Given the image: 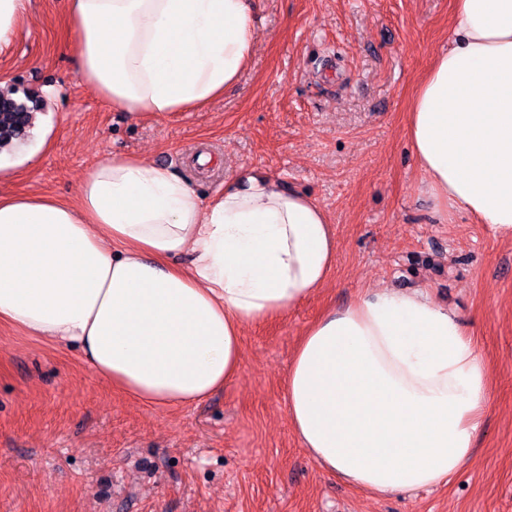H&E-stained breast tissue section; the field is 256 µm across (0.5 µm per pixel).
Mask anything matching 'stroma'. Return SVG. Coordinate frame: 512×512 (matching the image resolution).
I'll return each instance as SVG.
<instances>
[{
	"label": "stroma",
	"instance_id": "obj_1",
	"mask_svg": "<svg viewBox=\"0 0 512 512\" xmlns=\"http://www.w3.org/2000/svg\"><path fill=\"white\" fill-rule=\"evenodd\" d=\"M69 0H28L0 69L42 117L18 159L37 176L0 195L74 199L112 155L168 165L206 197L251 175L311 195L336 227V265L280 319L243 330L242 370L186 407L149 408L91 374L80 351L0 323V512H512V238L433 214L406 129L416 85L448 48L452 0H257L258 42L222 99L133 117L78 83ZM207 152L214 165L194 163ZM367 285L428 288L472 333L490 410L449 483L375 496L321 469L288 422L286 378L307 326Z\"/></svg>",
	"mask_w": 512,
	"mask_h": 512
}]
</instances>
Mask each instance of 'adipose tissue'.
Listing matches in <instances>:
<instances>
[{"instance_id":"obj_1","label":"adipose tissue","mask_w":512,"mask_h":512,"mask_svg":"<svg viewBox=\"0 0 512 512\" xmlns=\"http://www.w3.org/2000/svg\"><path fill=\"white\" fill-rule=\"evenodd\" d=\"M68 21L81 83L138 116L220 99L258 41L254 0H70ZM407 133L440 221L459 211L512 234V0H455ZM336 252L323 208L276 178L206 199L169 167L113 156L74 202L0 197V322L75 347L141 404L184 407L239 375L244 327L307 301ZM488 380L468 329L427 289H368L305 330L288 420L338 479L411 494L471 459Z\"/></svg>"}]
</instances>
